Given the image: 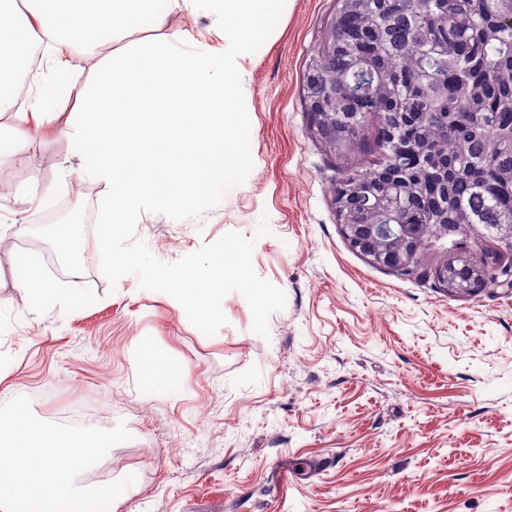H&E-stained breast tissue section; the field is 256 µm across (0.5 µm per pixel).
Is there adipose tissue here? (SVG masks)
Here are the masks:
<instances>
[{
	"label": "adipose tissue",
	"instance_id": "adipose-tissue-1",
	"mask_svg": "<svg viewBox=\"0 0 512 512\" xmlns=\"http://www.w3.org/2000/svg\"><path fill=\"white\" fill-rule=\"evenodd\" d=\"M284 0H0V135L12 152L33 133L58 122L73 159L61 178L102 183L109 205L101 216L104 238L132 223L141 206L160 203L183 210L223 201L224 191L248 163L250 139L231 131L244 111L246 65L265 49ZM213 16L223 30L219 46L179 52L155 39L109 51L80 81L71 56L76 48L109 43L133 30H159L169 14ZM66 96L80 107L59 112L60 96L31 83L26 107L17 86L31 70L32 51ZM16 284L34 309L56 302L58 291L26 254L16 257ZM147 381L175 390L182 369L165 350L144 351Z\"/></svg>",
	"mask_w": 512,
	"mask_h": 512
}]
</instances>
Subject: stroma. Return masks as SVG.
Here are the masks:
<instances>
[{"label": "stroma", "mask_w": 512, "mask_h": 512, "mask_svg": "<svg viewBox=\"0 0 512 512\" xmlns=\"http://www.w3.org/2000/svg\"><path fill=\"white\" fill-rule=\"evenodd\" d=\"M336 0H287L266 53L248 64L246 109L233 117L252 160L224 200L199 221L142 214L135 237L172 262L230 231L255 237L253 266L286 304L268 336L236 292L227 322L206 336L167 294L136 276L110 286L99 266L96 210L104 187L73 181L85 273L55 271L50 254L16 228L0 229V393L31 400L40 420L109 429L113 446L77 483L127 473L137 483L112 512H512V291L490 286L452 295L436 272L450 255L422 247L407 277L351 250L333 186L345 163L313 133L305 73ZM213 17L173 13L162 28L176 50L212 41ZM69 153L63 137L35 135L0 162L10 185L0 215L23 202L29 223L53 216L50 187ZM26 253L59 290L32 311L14 285ZM164 348L183 367L179 387L153 390L145 348Z\"/></svg>", "instance_id": "35a3bbf8"}]
</instances>
